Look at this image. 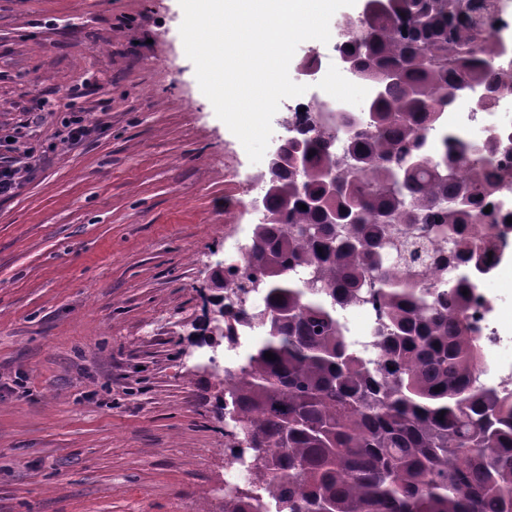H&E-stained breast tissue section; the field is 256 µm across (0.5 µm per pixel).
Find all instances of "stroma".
Instances as JSON below:
<instances>
[{"mask_svg": "<svg viewBox=\"0 0 512 512\" xmlns=\"http://www.w3.org/2000/svg\"><path fill=\"white\" fill-rule=\"evenodd\" d=\"M178 0H0V136L42 160L0 198V512H224L216 376L196 349L256 172L201 92ZM85 87L71 100L64 89ZM98 123L75 147L73 114ZM483 293L512 373V272Z\"/></svg>", "mask_w": 512, "mask_h": 512, "instance_id": "obj_1", "label": "stroma"}]
</instances>
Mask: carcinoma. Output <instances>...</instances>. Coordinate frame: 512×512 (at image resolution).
Returning a JSON list of instances; mask_svg holds the SVG:
<instances>
[{
	"instance_id": "obj_1",
	"label": "carcinoma",
	"mask_w": 512,
	"mask_h": 512,
	"mask_svg": "<svg viewBox=\"0 0 512 512\" xmlns=\"http://www.w3.org/2000/svg\"><path fill=\"white\" fill-rule=\"evenodd\" d=\"M483 3L368 0L342 22L345 57L374 86L366 120L314 125L266 164V219L233 282L250 335L222 380L249 489L224 512H512V391L477 381L472 315L489 308L487 249L512 233L479 206L489 154L512 160V138L487 154L448 133L430 157L422 134L463 85L512 88ZM368 304L372 358L342 320Z\"/></svg>"
}]
</instances>
